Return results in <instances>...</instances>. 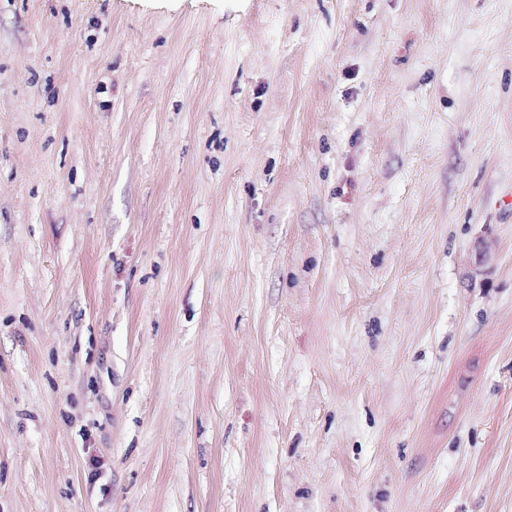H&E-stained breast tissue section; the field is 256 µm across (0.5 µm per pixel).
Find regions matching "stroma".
I'll list each match as a JSON object with an SVG mask.
<instances>
[{
	"instance_id": "1",
	"label": "stroma",
	"mask_w": 512,
	"mask_h": 512,
	"mask_svg": "<svg viewBox=\"0 0 512 512\" xmlns=\"http://www.w3.org/2000/svg\"><path fill=\"white\" fill-rule=\"evenodd\" d=\"M512 0H0V512H512Z\"/></svg>"
}]
</instances>
